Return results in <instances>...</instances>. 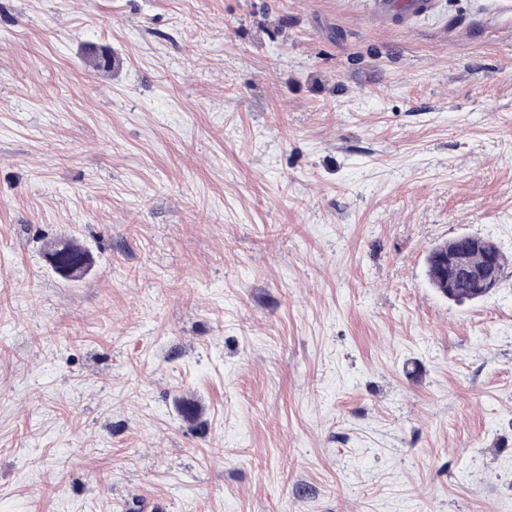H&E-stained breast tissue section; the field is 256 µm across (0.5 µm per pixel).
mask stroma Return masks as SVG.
I'll return each mask as SVG.
<instances>
[{"mask_svg": "<svg viewBox=\"0 0 512 512\" xmlns=\"http://www.w3.org/2000/svg\"><path fill=\"white\" fill-rule=\"evenodd\" d=\"M0 512H512V0H0ZM463 237L457 236L448 239V241L439 243L432 247L427 257V272L431 285L437 290L439 294L447 298L450 301L458 304L470 303L480 301L484 298L479 297L477 289L469 283L466 276V268H479L484 266L486 262V256L493 254L496 264L497 272V284L502 278L506 265L507 259L500 251L499 247L494 242L484 237L467 236L473 241H478L480 244L477 247L463 249ZM455 254L464 257V265L458 268L455 272V278L452 288H448V279L453 273H450L449 264L438 261L439 255H445L446 258ZM468 277H473L478 280V283L483 288H496V277L493 272L487 273L484 270L474 271V275L469 274ZM448 292L451 290V294L446 297ZM62 243H64V247L60 248ZM86 255L84 250L68 242H58L49 253V257H56V261L53 262L55 270L60 266H76Z\"/></svg>", "mask_w": 512, "mask_h": 512, "instance_id": "obj_1", "label": "stroma"}]
</instances>
